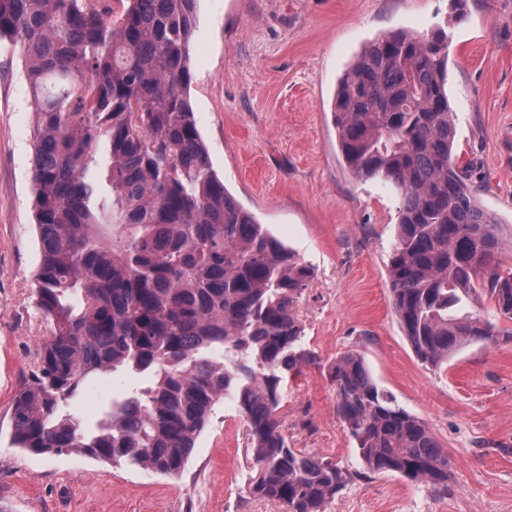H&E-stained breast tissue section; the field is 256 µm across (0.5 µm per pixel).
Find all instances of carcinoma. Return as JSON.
<instances>
[{
    "label": "carcinoma",
    "instance_id": "obj_1",
    "mask_svg": "<svg viewBox=\"0 0 512 512\" xmlns=\"http://www.w3.org/2000/svg\"><path fill=\"white\" fill-rule=\"evenodd\" d=\"M196 0H0V40L19 46L34 106L33 304L47 334L13 398L11 446L70 451L176 477L214 407L249 432L248 493L323 512L353 478L292 448L284 375L314 363L297 305L313 270L214 171L191 106ZM448 30L391 31L339 79L345 164L398 196L391 302L414 354L436 370L459 348L512 342V270L499 218L454 152ZM492 304L487 315L467 307ZM145 385L88 425L70 407L92 377ZM337 414L363 470L436 492L451 461L427 424L348 351L331 366Z\"/></svg>",
    "mask_w": 512,
    "mask_h": 512
}]
</instances>
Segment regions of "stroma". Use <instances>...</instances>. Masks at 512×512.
<instances>
[{
	"instance_id": "obj_1",
	"label": "stroma",
	"mask_w": 512,
	"mask_h": 512,
	"mask_svg": "<svg viewBox=\"0 0 512 512\" xmlns=\"http://www.w3.org/2000/svg\"><path fill=\"white\" fill-rule=\"evenodd\" d=\"M190 100L227 190L309 264L299 306L316 357L283 381V432L357 474L326 512H512V343L462 348L432 370L414 356L392 308L388 264L398 199L343 162L332 112L342 73L390 30L447 25L448 96L457 153L478 204L497 215L512 268V0H197ZM34 107L19 51L0 42V505L7 512H284L247 491L248 435L218 403L176 478L74 454L10 445L8 411L45 328L31 304L39 239L32 206ZM363 356L379 386L427 423L451 461L448 489L361 474L336 411L329 370ZM134 377L91 378L87 419Z\"/></svg>"
}]
</instances>
